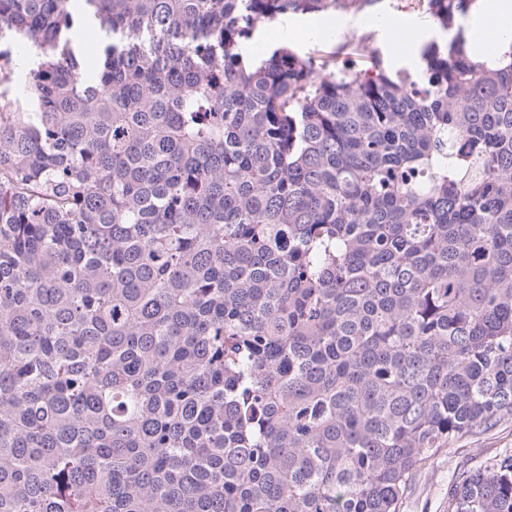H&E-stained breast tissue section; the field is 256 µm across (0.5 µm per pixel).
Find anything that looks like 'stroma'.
<instances>
[{"instance_id":"1","label":"stroma","mask_w":512,"mask_h":512,"mask_svg":"<svg viewBox=\"0 0 512 512\" xmlns=\"http://www.w3.org/2000/svg\"><path fill=\"white\" fill-rule=\"evenodd\" d=\"M437 27L432 16L413 5L412 0H380L375 8L357 15H290L260 24L253 37L244 42L243 50L260 56L286 45L302 57L332 50L336 53V68L342 71L364 68L365 58L357 51L364 44L394 73L406 67L392 52L396 32ZM506 453L512 454V420L462 438L421 469L400 512H448V492L459 473Z\"/></svg>"}]
</instances>
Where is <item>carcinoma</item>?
I'll return each mask as SVG.
<instances>
[{"label": "carcinoma", "mask_w": 512, "mask_h": 512, "mask_svg": "<svg viewBox=\"0 0 512 512\" xmlns=\"http://www.w3.org/2000/svg\"><path fill=\"white\" fill-rule=\"evenodd\" d=\"M380 2L0 0V512H400L512 417V41L240 52ZM448 512H512V454Z\"/></svg>", "instance_id": "cac0c4a2"}]
</instances>
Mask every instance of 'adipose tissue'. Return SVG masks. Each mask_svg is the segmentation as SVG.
<instances>
[{
    "mask_svg": "<svg viewBox=\"0 0 512 512\" xmlns=\"http://www.w3.org/2000/svg\"><path fill=\"white\" fill-rule=\"evenodd\" d=\"M462 33L467 49L472 52L511 42L512 0H477L462 22Z\"/></svg>",
    "mask_w": 512,
    "mask_h": 512,
    "instance_id": "ef3b65f1",
    "label": "adipose tissue"
}]
</instances>
